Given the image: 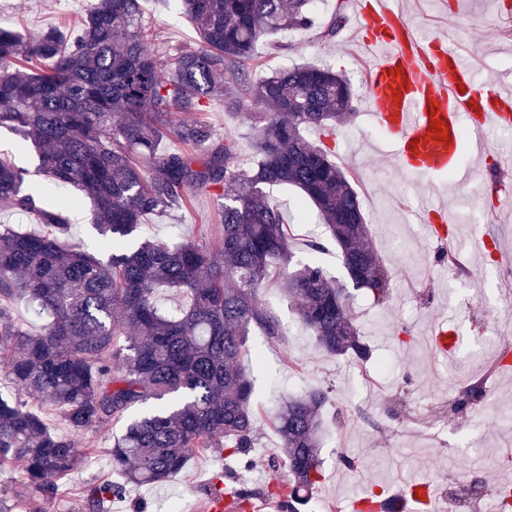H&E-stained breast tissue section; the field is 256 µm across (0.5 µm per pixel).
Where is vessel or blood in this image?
<instances>
[{"instance_id":"b4317fda","label":"vessel or blood","mask_w":512,"mask_h":512,"mask_svg":"<svg viewBox=\"0 0 512 512\" xmlns=\"http://www.w3.org/2000/svg\"><path fill=\"white\" fill-rule=\"evenodd\" d=\"M355 24L364 45L381 52L367 72L361 109L394 140L400 170L438 175L457 169L464 128L476 135L474 152L480 155L485 151L483 131L512 120V91L477 89L469 62L445 41L423 44L390 0H360ZM435 118L445 121L447 139L429 133ZM421 212L432 236L445 241L446 211L427 199ZM430 339L436 354L445 356L453 352L457 332L441 319L434 323ZM440 496L437 487L413 478L394 493V507L396 512H435Z\"/></svg>"}]
</instances>
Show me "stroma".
Wrapping results in <instances>:
<instances>
[{
    "label": "stroma",
    "instance_id": "1",
    "mask_svg": "<svg viewBox=\"0 0 512 512\" xmlns=\"http://www.w3.org/2000/svg\"><path fill=\"white\" fill-rule=\"evenodd\" d=\"M358 0H318V27L289 34L283 46L265 48L250 64V80L296 63L326 65L350 83L355 96L366 87L371 63L350 27L332 39L320 34L335 12L351 16ZM419 36L447 41L470 54L475 64V85L512 88V0H397ZM95 0H0V28L28 36L55 28L70 36ZM160 46L177 50L198 47L199 38L182 13L180 0H142ZM311 139L333 151L337 163L354 177L367 222L369 245L395 276L392 294L383 305L358 298L355 319L361 336L375 359L355 364L348 358L327 356L315 339L302 328L275 282L262 290L263 300L274 308L288 333L287 344L256 335L254 348L262 350L266 362L255 375L254 401L262 408L256 441L249 456L263 478L253 484L256 496L246 512H266L262 490L285 481L286 472L265 469L264 461L280 454V439L268 418L282 399L305 390L332 387V401L325 410L327 431L320 452L323 479L314 493L321 512L337 504L348 512L354 494L370 488L395 491L405 480L426 477L441 491H463L467 486L499 487L512 483V468L497 464L499 456L512 454V427L503 418L512 414V369L488 377L490 395L483 415L472 409L455 413L450 389H464L471 377L483 375L484 344L492 336L512 337V296L500 290L512 280V212L497 211L502 190L512 191V126L491 127L484 133L489 153L483 167L470 180L459 172L438 176L411 175L400 171L392 158V146L368 113L337 126L333 134L314 130ZM271 203L291 224V248L296 260L317 257L332 276L345 272L335 242L317 218L296 223L297 192L285 186L267 187ZM449 210L456 220L455 232L463 248H471L472 234H490L498 240V251L482 256L471 280H455L440 271L437 256L442 245L419 221L422 198ZM219 203L212 192L192 193L189 207L148 216L144 233L178 242L197 238L213 249L222 244L218 221ZM323 248L312 253L311 239ZM456 317L455 329L464 340L452 358L445 359L426 349L436 317ZM390 360V372H376V359ZM120 427L106 422L86 433L93 448L88 462L59 480L53 495L46 496L22 483V465L0 467V488L10 490L13 512H55L68 505L69 512H200L208 483L215 472L231 471L236 485H243L241 463L199 449L184 470L169 482L131 488L126 497L84 507L80 494L104 480L117 479L112 466V436ZM354 457L359 467L343 468L340 454Z\"/></svg>",
    "mask_w": 512,
    "mask_h": 512
}]
</instances>
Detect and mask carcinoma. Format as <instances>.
<instances>
[{"label": "carcinoma", "instance_id": "1", "mask_svg": "<svg viewBox=\"0 0 512 512\" xmlns=\"http://www.w3.org/2000/svg\"><path fill=\"white\" fill-rule=\"evenodd\" d=\"M180 2L201 47L172 56L148 49L153 30L141 0H97L70 41L53 28L27 37L0 29V128L36 151L46 184L73 185L92 201V227L108 254L62 248L71 200L24 192L28 170L0 161V204L44 226L29 233L0 224V377L12 387L0 393V465L23 462L27 486L50 495L91 455L77 439L124 420L112 443L121 479L91 489L93 506L125 497L131 485L173 478L200 448L238 457L253 447L257 413L244 361L258 368L263 355L247 342L255 331L284 335L261 298L270 278L325 354L370 357L352 294L318 263L294 261L283 214L264 187L295 189L301 224L316 210L349 280L374 303L387 302L394 277L367 243L349 176L307 136L354 115L348 83L309 63L246 79L264 41L316 24L313 0ZM213 98L232 110L254 103L251 165L241 162L231 128L199 161L160 149L165 137L192 149L213 143L210 123L176 119ZM204 189L224 200L221 248L138 236L146 216L181 208ZM173 292L186 303L166 305ZM16 300L48 318L42 332L14 323ZM483 395L474 383L451 410ZM328 401V391L310 389L274 416L285 456L266 466L285 468L288 483L267 497L279 512L315 509ZM43 406L62 411L70 434L50 429Z\"/></svg>", "mask_w": 512, "mask_h": 512}]
</instances>
